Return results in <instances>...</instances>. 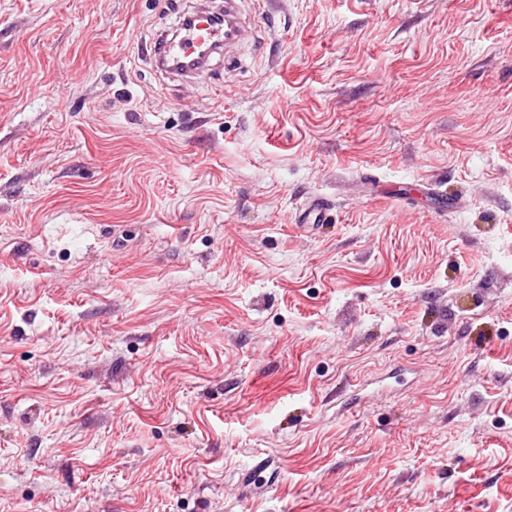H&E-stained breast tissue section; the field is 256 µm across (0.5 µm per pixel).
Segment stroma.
Segmentation results:
<instances>
[{
  "mask_svg": "<svg viewBox=\"0 0 512 512\" xmlns=\"http://www.w3.org/2000/svg\"><path fill=\"white\" fill-rule=\"evenodd\" d=\"M169 2L0 0V512H512V0ZM235 1H226L225 16H231L229 22H226V28L222 24H200L184 25L183 37L179 41L170 42L165 38L158 39L151 52L155 56H160V52L165 48L170 58L178 60L182 57H189L190 54L201 56L207 48H212L215 44L225 43V46L236 43L240 39V30L234 21ZM329 209L321 199L312 200L306 207L298 209L296 224L301 228H313L316 224H325Z\"/></svg>",
  "mask_w": 512,
  "mask_h": 512,
  "instance_id": "1",
  "label": "stroma"
}]
</instances>
